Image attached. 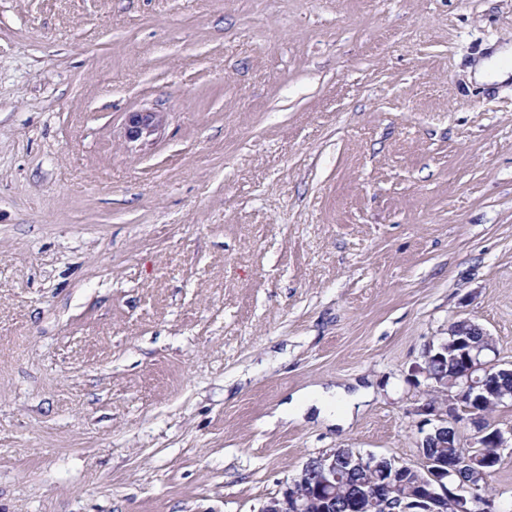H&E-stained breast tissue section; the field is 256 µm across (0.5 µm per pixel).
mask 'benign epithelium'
<instances>
[{
    "instance_id": "7a95c632",
    "label": "benign epithelium",
    "mask_w": 512,
    "mask_h": 512,
    "mask_svg": "<svg viewBox=\"0 0 512 512\" xmlns=\"http://www.w3.org/2000/svg\"><path fill=\"white\" fill-rule=\"evenodd\" d=\"M160 122L158 112H134L128 120L127 135L131 140L148 138L155 134ZM482 341H472L476 335ZM496 352L495 343L486 333H478L467 319L459 320L448 329V338L437 345H428L424 366L418 372L424 374L427 392L439 397V402L426 400L416 413L425 416V421L434 420L431 441H439L437 447H448V432H453L457 448L451 458L431 457L422 451L425 444L418 443L421 462L415 465L419 475V491L400 504V512H495V503L478 492L476 480L484 479L486 470H476L481 456L475 448L462 445L458 424L462 420L459 411L469 414L475 435L483 444L493 443L497 448L508 447L512 441V430L503 431L483 416L477 408L490 396L501 399L504 390H496L498 374L506 372L512 376V363L505 365L488 359ZM461 361L459 379L455 388L448 387V374L437 372L434 365H446L448 361ZM384 467L386 471L401 470L404 465L396 460L378 457L372 453H342L333 448L309 459L301 471L286 484L280 494L268 498L259 512H380L386 507L387 495L379 488L365 487L349 501H336V481L341 473L374 470ZM472 472V480L449 487L451 476L461 471Z\"/></svg>"
}]
</instances>
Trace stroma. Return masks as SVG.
Returning a JSON list of instances; mask_svg holds the SVG:
<instances>
[{
  "instance_id": "stroma-1",
  "label": "stroma",
  "mask_w": 512,
  "mask_h": 512,
  "mask_svg": "<svg viewBox=\"0 0 512 512\" xmlns=\"http://www.w3.org/2000/svg\"><path fill=\"white\" fill-rule=\"evenodd\" d=\"M505 46L512 0H0V512L419 463L425 346L468 318L512 363ZM330 391L369 398L278 419ZM508 50H497L488 60L481 61L476 67L475 78L480 82H505L512 69L509 67ZM160 114L159 112H133L128 120V138L138 140L155 134L160 122ZM332 400L333 397L329 396L328 394H303L299 398V400L296 403V406L293 408L284 407L280 416L284 419L288 420V416L290 412H297L301 413L305 411L308 407H316L320 410L319 415L330 417L331 419L334 418L336 420V410L335 414L332 416Z\"/></svg>"
}]
</instances>
